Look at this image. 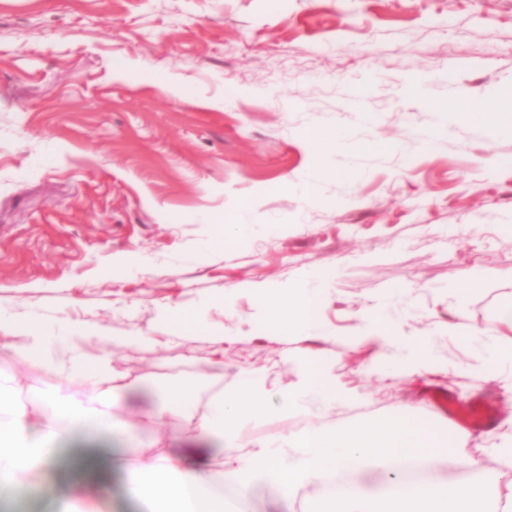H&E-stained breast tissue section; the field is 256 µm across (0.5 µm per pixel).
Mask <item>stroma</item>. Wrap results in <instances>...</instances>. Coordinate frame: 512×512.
I'll return each mask as SVG.
<instances>
[{"mask_svg": "<svg viewBox=\"0 0 512 512\" xmlns=\"http://www.w3.org/2000/svg\"><path fill=\"white\" fill-rule=\"evenodd\" d=\"M119 61L147 65L154 83L114 73ZM415 76L429 79L425 98L406 91ZM172 78L190 97L170 93ZM509 88L512 0H0V310L19 321L63 311L111 337L87 351L111 352L127 374L119 414L139 422L145 455L192 442L212 396L242 371L261 374L281 404L308 357L342 400L311 421L286 412L250 423L245 440L398 415L434 429L449 421L430 397L438 390L483 404L489 426L458 433L482 478L498 480L512 468L500 453L512 444V359L491 368L485 357L512 347V325L498 321L512 300V137L465 118L428 148L419 132L427 101ZM361 111L375 129L358 126ZM337 126L361 147L324 164L361 175L320 180L306 201L307 134ZM240 207L254 234L215 244L209 216ZM468 271L484 281L458 290ZM311 274L324 327L280 336L259 293L305 287ZM165 303L199 312V331L173 346L122 343L135 329L168 335ZM382 303L426 359L365 340ZM211 331L224 334L220 370L201 362ZM10 345L0 338V376L17 400L91 396L89 383L46 373ZM189 379L202 382L189 403L150 421ZM100 443L115 466L80 473L81 438L56 442L53 464L34 475L40 493H0V512H148L126 493L133 466L121 443ZM317 491L306 484L284 500L259 485L253 510L301 512Z\"/></svg>", "mask_w": 512, "mask_h": 512, "instance_id": "1", "label": "stroma"}]
</instances>
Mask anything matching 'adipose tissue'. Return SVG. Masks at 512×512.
I'll return each mask as SVG.
<instances>
[{
  "instance_id": "obj_1",
  "label": "adipose tissue",
  "mask_w": 512,
  "mask_h": 512,
  "mask_svg": "<svg viewBox=\"0 0 512 512\" xmlns=\"http://www.w3.org/2000/svg\"><path fill=\"white\" fill-rule=\"evenodd\" d=\"M467 118L494 137H512V90L490 101L468 102ZM260 301L286 336H308L322 327L324 298L320 289L265 290ZM62 335L39 320L0 319V332L21 338L16 353L30 365L50 373L90 381L94 401L45 393L30 404L17 402L9 380L0 377V489L19 495L37 493L36 469L50 466L49 445L72 434L94 442L101 431L134 448L140 463L127 485L128 493L147 502L150 512H252L250 493L263 482L288 497L301 485L332 484L323 500H308L305 512H512V494L482 479L404 480L400 468H433L460 453L456 432L441 434L402 415L382 423H360L342 430L306 425L285 438H270L246 448L242 429L247 422L274 414L258 374L243 372L239 386L218 393L198 424L197 449L180 455L143 457L134 425L116 418L119 395L128 390L124 373L112 366L110 354L92 356L86 345L100 339L96 325L64 323ZM336 384L326 366L302 364L301 384L289 390L285 409L314 415L336 401ZM41 415L38 432H30L31 412ZM220 441L219 467L202 462L206 444ZM377 472L375 491H362L356 477Z\"/></svg>"
}]
</instances>
